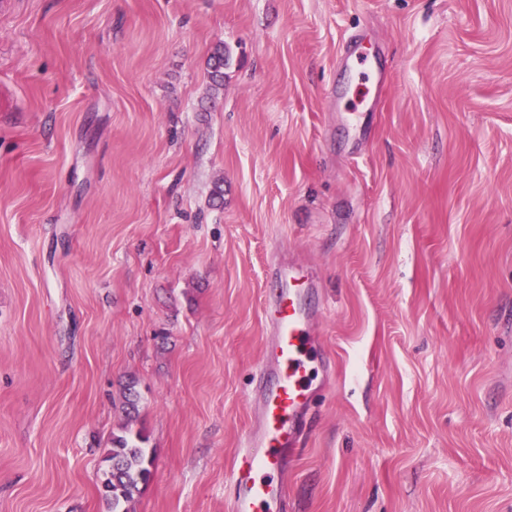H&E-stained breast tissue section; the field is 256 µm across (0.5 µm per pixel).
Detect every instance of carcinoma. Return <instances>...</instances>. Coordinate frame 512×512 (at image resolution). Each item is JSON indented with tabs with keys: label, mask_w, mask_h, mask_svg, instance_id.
I'll return each instance as SVG.
<instances>
[{
	"label": "carcinoma",
	"mask_w": 512,
	"mask_h": 512,
	"mask_svg": "<svg viewBox=\"0 0 512 512\" xmlns=\"http://www.w3.org/2000/svg\"><path fill=\"white\" fill-rule=\"evenodd\" d=\"M229 55L224 44L215 45L209 55L211 89L217 91L223 87L224 67ZM124 412L130 419L138 411L139 395L135 386L129 384L123 392ZM141 432L126 429V434L112 438V448L104 457L107 467L103 472L102 497L107 512H128L127 503L139 492V485L146 484L151 477V460L147 449L142 446Z\"/></svg>",
	"instance_id": "obj_1"
}]
</instances>
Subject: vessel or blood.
<instances>
[{
  "instance_id": "vessel-or-blood-1",
  "label": "vessel or blood",
  "mask_w": 512,
  "mask_h": 512,
  "mask_svg": "<svg viewBox=\"0 0 512 512\" xmlns=\"http://www.w3.org/2000/svg\"><path fill=\"white\" fill-rule=\"evenodd\" d=\"M274 291L263 303L271 340L250 400L251 426L231 465L224 512H288L278 474L295 458L315 390L311 370H327L315 330L320 310L309 301L305 266L270 258Z\"/></svg>"
}]
</instances>
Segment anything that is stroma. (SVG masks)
Returning <instances> with one entry per match:
<instances>
[{
  "label": "stroma",
  "mask_w": 512,
  "mask_h": 512,
  "mask_svg": "<svg viewBox=\"0 0 512 512\" xmlns=\"http://www.w3.org/2000/svg\"><path fill=\"white\" fill-rule=\"evenodd\" d=\"M273 253L331 361L289 512H512V0H0V512H106L128 427L130 512H224ZM229 55L224 48V43L215 45L209 55L208 66L210 69L211 89L217 92L223 87L224 67L228 64ZM140 431L126 428V434L112 438V448L104 457L107 467L103 472L102 497L107 512H128L127 503L139 492L140 484L151 477V460L144 448Z\"/></svg>",
  "instance_id": "35a3bbf8"
}]
</instances>
